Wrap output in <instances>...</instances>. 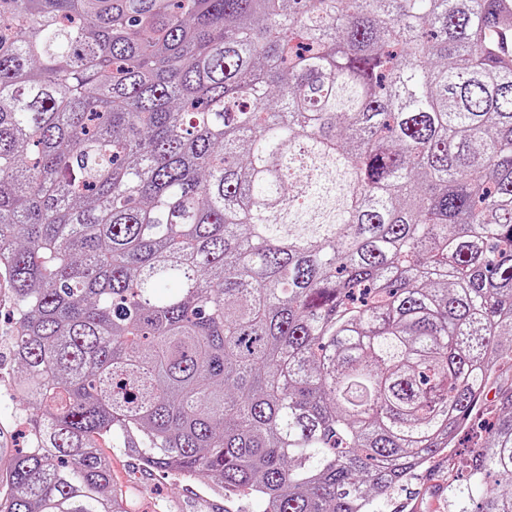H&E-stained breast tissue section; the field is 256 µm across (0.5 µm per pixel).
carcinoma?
I'll use <instances>...</instances> for the list:
<instances>
[{"label": "carcinoma", "instance_id": "obj_1", "mask_svg": "<svg viewBox=\"0 0 512 512\" xmlns=\"http://www.w3.org/2000/svg\"><path fill=\"white\" fill-rule=\"evenodd\" d=\"M0 512H128L102 439L378 512L512 363V0H0ZM446 512H512V397ZM13 329V310L10 304L8 288L0 286V336L3 341ZM2 341L0 348V364L2 381L0 387V444L5 448H21L20 421L14 417L17 400L10 384L17 376V367L7 357V346Z\"/></svg>", "mask_w": 512, "mask_h": 512}]
</instances>
